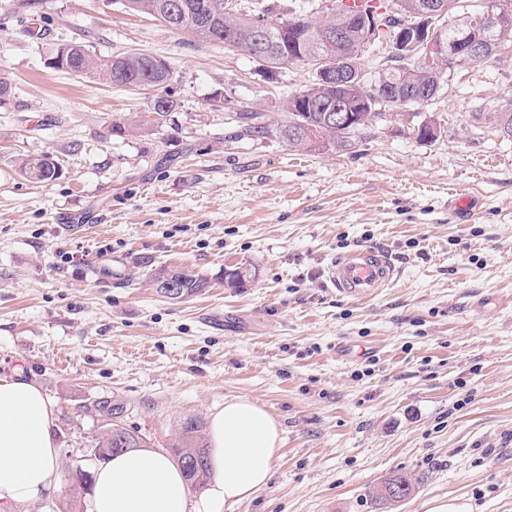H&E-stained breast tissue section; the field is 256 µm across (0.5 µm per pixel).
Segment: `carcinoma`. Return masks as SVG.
<instances>
[{"mask_svg": "<svg viewBox=\"0 0 512 512\" xmlns=\"http://www.w3.org/2000/svg\"><path fill=\"white\" fill-rule=\"evenodd\" d=\"M425 2L427 0H395V11L387 10L380 0L374 5L366 3L348 7L339 3L329 19L317 27H311L307 24L309 18L305 14L281 21L269 7L242 11L229 0H121L126 10L159 19L171 29L204 42L240 50L260 42L266 46L270 56L260 57L258 62L269 74L286 64L302 62L314 67L338 54L346 57L356 71V84L338 95L336 89L314 81L306 89L288 97L285 104L286 118L277 127L272 128L266 124L261 112L235 113L236 137L277 133L291 147L332 152L355 148L367 131L392 116V113L383 112L381 108L421 106L440 95L447 71L434 74L429 72L416 55L408 59L388 55L386 61L390 65L378 69L377 75L373 77L366 74L362 67L363 54L373 42L365 40L360 13L377 14L383 24L376 38L389 39L395 25L418 21L415 13ZM442 2L448 5V10L444 15L434 18L428 29L432 30L433 35L439 36L449 50L460 51L466 45L478 48L485 44L494 50L491 58L496 59L500 56L499 47L507 42L512 43V8L506 10L503 24L490 30H477L465 24L457 27L447 25L449 16L457 8L458 0ZM255 16L265 20V27L261 31L251 24ZM333 29L341 32L340 39L326 38L322 34L324 30ZM50 65L59 71L97 78L117 87H142L157 91L150 101L146 119L113 123L111 133L115 136L145 133L155 127H162L172 112L179 108L178 100L169 91L172 69L167 62L154 56L122 53L102 57L91 51L89 46L74 42L57 47L50 58ZM383 82L400 89L403 92L402 98L396 102L374 98L371 95L373 87ZM338 96L346 110L360 119L357 125L338 130L324 123L325 111L336 107ZM468 119L472 125L492 129L498 136L512 141L511 109L489 112L486 105L480 103L468 112ZM20 174L32 182L49 183L61 177V169L50 155L41 154L22 160ZM165 281H172L180 288L179 294L173 297L176 302L193 297L208 287L205 278L182 267L160 265L152 269V287ZM121 430L124 431L127 444L118 449L112 442L113 424L103 425L96 438V447L107 449L103 457L129 448L148 446L139 432L124 426ZM206 448L202 418L189 416L181 420L171 451L177 461L192 457L196 459L190 466H181L186 480L195 489L205 487L210 478Z\"/></svg>", "mask_w": 512, "mask_h": 512, "instance_id": "carcinoma-1", "label": "carcinoma"}]
</instances>
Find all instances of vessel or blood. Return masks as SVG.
Instances as JSON below:
<instances>
[{
    "instance_id": "1",
    "label": "vessel or blood",
    "mask_w": 512,
    "mask_h": 512,
    "mask_svg": "<svg viewBox=\"0 0 512 512\" xmlns=\"http://www.w3.org/2000/svg\"><path fill=\"white\" fill-rule=\"evenodd\" d=\"M395 265L375 249L358 250L332 257L326 265V279L345 297L358 299L379 292L397 278Z\"/></svg>"
}]
</instances>
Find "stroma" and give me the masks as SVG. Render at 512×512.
I'll return each instance as SVG.
<instances>
[{"label": "stroma", "mask_w": 512, "mask_h": 512, "mask_svg": "<svg viewBox=\"0 0 512 512\" xmlns=\"http://www.w3.org/2000/svg\"><path fill=\"white\" fill-rule=\"evenodd\" d=\"M168 62L180 107L122 138L152 90L49 68L64 42ZM0 374L22 371L57 411L61 488L26 512H88L73 495L100 403L167 450L180 418L226 398L280 426L269 484L228 512H379L370 491L408 475L395 512L463 496L512 512V142L473 127L474 99L512 101V55L452 71L436 104L380 122L344 152L278 134L234 138L235 112L284 119L314 79L268 81L252 57L175 32L120 0H0ZM441 132L412 133L424 118ZM51 154L49 184L21 176ZM373 248L399 271L362 300L325 283L338 254ZM209 281L159 296L148 262ZM244 266V287L226 270ZM19 168L24 178L36 183L54 182L62 175L58 164L49 154L23 159Z\"/></svg>", "instance_id": "35a3bbf8"}]
</instances>
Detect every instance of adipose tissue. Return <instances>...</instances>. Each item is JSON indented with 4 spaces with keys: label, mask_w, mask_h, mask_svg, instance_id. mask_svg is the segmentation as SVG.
Listing matches in <instances>:
<instances>
[{
    "label": "adipose tissue",
    "mask_w": 512,
    "mask_h": 512,
    "mask_svg": "<svg viewBox=\"0 0 512 512\" xmlns=\"http://www.w3.org/2000/svg\"><path fill=\"white\" fill-rule=\"evenodd\" d=\"M56 412L41 387L19 373L0 375V508L38 502L59 491ZM211 480L193 494L163 452L133 448L95 465L90 512H226L270 481L279 425L243 397L226 399L208 422Z\"/></svg>",
    "instance_id": "obj_1"
}]
</instances>
